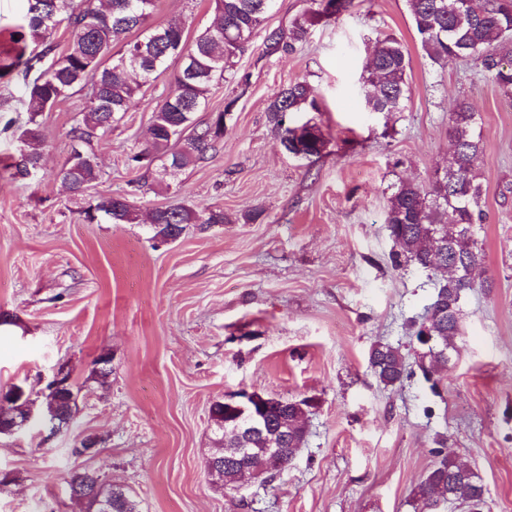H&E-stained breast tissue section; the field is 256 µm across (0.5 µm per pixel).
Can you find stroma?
Masks as SVG:
<instances>
[{
	"mask_svg": "<svg viewBox=\"0 0 512 512\" xmlns=\"http://www.w3.org/2000/svg\"><path fill=\"white\" fill-rule=\"evenodd\" d=\"M148 26L177 20L194 39L212 0H156ZM409 52L410 94L391 118L363 111L362 75L376 39ZM177 66L142 85L129 112L95 140L100 179L68 191L57 173L74 142L88 88L39 117L45 143L35 179L0 177V391L22 386L42 403L56 371L77 389L68 429L0 434V512H85L71 499L73 471L124 487L141 512H413V489L446 453L488 490L485 512H512V102L470 60L439 66L423 54L408 0H353L315 25L288 54L260 43L213 86L210 110L236 106L209 159L177 173L125 160L149 141L156 105ZM307 81L313 118L329 144L310 160L288 155L268 122L269 101ZM23 81L0 78V160L18 156L15 126L28 114ZM480 116L486 150L477 174L484 253L463 334L447 370L427 381L412 334L435 295L436 273L394 267L385 224L399 181L428 182L445 165L459 100ZM122 195L139 210L184 203L223 210L224 224H190L156 245L149 223H87L88 201ZM257 210V221L244 222ZM398 347L413 374L380 384L375 342ZM111 358L107 386L92 377ZM312 399L302 447L268 482L216 487L206 462L209 410L239 389ZM96 455L80 454L86 435Z\"/></svg>",
	"mask_w": 512,
	"mask_h": 512,
	"instance_id": "obj_1",
	"label": "stroma"
}]
</instances>
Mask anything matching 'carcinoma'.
Returning a JSON list of instances; mask_svg holds the SVG:
<instances>
[{
	"label": "carcinoma",
	"mask_w": 512,
	"mask_h": 512,
	"mask_svg": "<svg viewBox=\"0 0 512 512\" xmlns=\"http://www.w3.org/2000/svg\"><path fill=\"white\" fill-rule=\"evenodd\" d=\"M26 34L31 50L21 49L7 57L0 68L25 80L24 105L28 120L21 131L24 145L20 159L8 167L13 178H30L41 167L43 145L37 117L51 110L70 91L91 87L83 108L82 124L72 130L81 153L70 155L59 171L61 182L74 194L84 192L99 177L93 141L112 130V121L127 112L141 85L171 61L180 62L173 90L153 112L151 139L144 148L127 158L133 170H150L153 162L165 157L171 171H180L216 154L224 139V120L233 112L235 101L212 113L201 123L195 113L208 107L214 83L231 71L234 60L262 30L274 0H214V27L204 28L188 43L184 28L172 23L146 29L155 0H26ZM333 10L321 8V0L286 26L265 30L263 53L287 54L305 42L311 28L323 19L347 11L352 0H332ZM411 21L421 49L434 63L448 65L469 58L506 94L512 96V0H409ZM72 29L67 47L46 68L44 59L56 45L51 37L61 24ZM117 53H112L115 47ZM408 52L395 37L376 39L362 76L367 88L368 111H403L410 87ZM37 72L30 77L31 72ZM320 106L313 88L305 81H294L283 88L267 107L268 119L279 135L285 151L297 158L320 157L329 143L321 128L308 119L293 121L300 112H318ZM485 150L479 117L464 100L456 103L449 118L448 159L426 184L402 181L388 197L387 230L398 247L394 264L413 263L425 270L440 271L454 265L458 273L438 283L435 300L423 323L435 345L424 353L428 366L421 367L429 379L448 365V351L455 348L461 331L462 301L477 287L468 269L481 265L483 250L473 226L484 221L481 207L482 186L477 181L478 162ZM85 220L93 223L104 217L114 224H133L139 214L124 196L102 197L84 209ZM224 212H198L177 203L153 209L149 216L154 238L178 237L186 224H222ZM369 367L384 386H395L410 374L399 349L382 342L372 345ZM11 394L15 417L26 418L34 402L24 390L13 386ZM76 405L73 389L49 392L42 406L57 422L70 419ZM267 437H280L288 428V452L267 461L269 471L288 466L294 448L302 444L303 430L297 427L293 409L272 407L265 417ZM210 456L218 478L235 484L241 472L224 446L214 439ZM98 488L103 497L113 495V485L98 479L90 470L70 475L71 495L86 501L89 512H96L90 491ZM485 485L465 461L442 456L414 490V512H438L444 503L462 512H484Z\"/></svg>",
	"instance_id": "1"
}]
</instances>
